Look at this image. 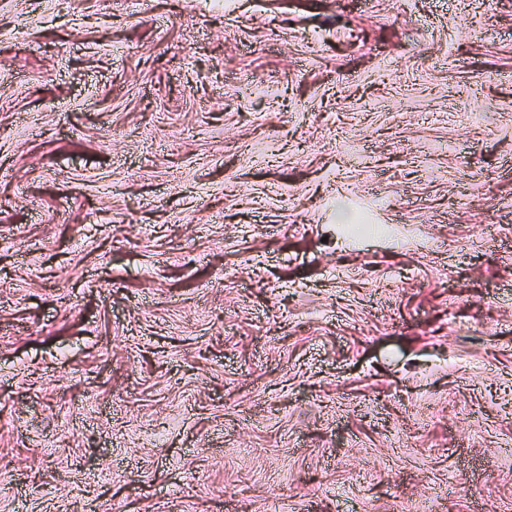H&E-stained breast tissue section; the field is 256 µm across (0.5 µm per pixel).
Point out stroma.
<instances>
[{
  "label": "stroma",
  "mask_w": 512,
  "mask_h": 512,
  "mask_svg": "<svg viewBox=\"0 0 512 512\" xmlns=\"http://www.w3.org/2000/svg\"><path fill=\"white\" fill-rule=\"evenodd\" d=\"M0 512H512V0H0Z\"/></svg>",
  "instance_id": "obj_1"
}]
</instances>
